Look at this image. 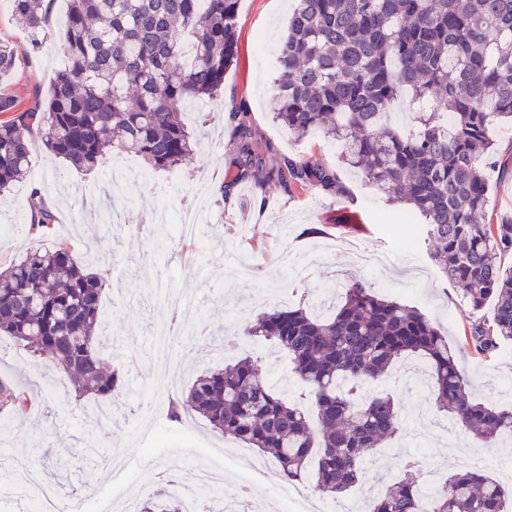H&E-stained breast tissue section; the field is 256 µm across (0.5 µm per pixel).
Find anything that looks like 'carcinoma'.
Segmentation results:
<instances>
[{
	"label": "carcinoma",
	"mask_w": 512,
	"mask_h": 512,
	"mask_svg": "<svg viewBox=\"0 0 512 512\" xmlns=\"http://www.w3.org/2000/svg\"><path fill=\"white\" fill-rule=\"evenodd\" d=\"M65 64L33 107L19 113L0 93V194L23 182L38 139L71 168L93 172L113 146L155 171L193 163L199 136L181 119L188 101L212 99L237 59L240 0H68ZM20 25L36 35L49 23L46 0H12ZM16 50L0 43V79ZM415 130L391 120L402 96ZM272 119L302 139L320 134L386 201L406 207L434 242L432 261L462 287L480 354L512 342V221H487L481 160L494 154V127L512 121V0H296L277 57ZM232 187L260 178L333 191L337 174L319 160L269 167L247 113L235 115ZM27 231L47 234L55 215L34 191ZM95 249L77 260L70 244L36 249L0 266V335L32 356L46 354L95 402L117 403L133 380L109 366L114 345L101 310L109 274L92 272ZM240 336L288 358L309 408L269 385L262 360L244 357L196 376L168 416L205 420L219 435L270 459L280 479L334 497L357 485L374 449L403 429L380 388L400 361L416 356L431 372L437 410L485 443L512 436V407L469 392L460 349L419 309L354 279L325 317L272 307ZM30 394L0 386V411L23 415ZM413 476L386 481L370 512H506L512 498L483 470L464 464L427 500ZM139 512H181L177 499L151 495Z\"/></svg>",
	"instance_id": "obj_1"
}]
</instances>
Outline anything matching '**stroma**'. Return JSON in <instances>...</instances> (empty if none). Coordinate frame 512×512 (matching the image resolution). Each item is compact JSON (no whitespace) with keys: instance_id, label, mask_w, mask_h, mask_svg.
<instances>
[{"instance_id":"35a3bbf8","label":"stroma","mask_w":512,"mask_h":512,"mask_svg":"<svg viewBox=\"0 0 512 512\" xmlns=\"http://www.w3.org/2000/svg\"><path fill=\"white\" fill-rule=\"evenodd\" d=\"M292 6L293 0H241L237 63L225 74L223 90L207 101L204 113H185L188 127L204 128L205 145L180 173L152 172L132 192L126 182L112 179L110 170L117 162L141 166V159L116 150L94 173L85 175L68 169L66 162L50 156L41 141H34L27 180L0 200V264L50 246V239L17 226L22 217L17 198L39 188L52 198L56 231L69 238L77 258L85 256V241L98 242L103 266L111 273L103 297L105 314L115 331L138 340L136 346L116 350L113 357L137 378L145 401L164 405L171 396L152 385L161 366L152 354L151 330L166 308V291L192 302L213 337L211 347L182 352L178 387L183 390L203 369L223 364L221 338L263 311L260 295L290 287L292 278L280 262L286 253L307 269L304 289L291 290L289 305L316 314L320 311L316 293L327 290L341 297L343 285L355 277L375 283L384 296L420 309L447 334L449 343L461 347V366L478 400L496 406L512 403V345H502L489 357L465 349L464 336L478 316L461 289L432 265L424 237L405 236L397 208L387 205L342 163L336 145L319 136L294 140L272 121L270 86ZM67 14V0H54L50 22L42 32L43 44L36 50L31 34L14 21L9 0H0V40L13 45L18 55L16 69L0 80V93L16 99L20 109L32 107L36 89H48L63 66ZM239 110L248 112L254 136L271 165L289 158L319 159L338 171L340 191H288L274 181H248L224 193L222 187L237 156L232 132ZM495 142L498 153L487 160L484 173L487 215L499 222L512 220V170L501 165L503 154L512 151V125L499 124ZM93 195L109 199L133 216L162 201L172 205L182 198L198 201L205 206L209 222L192 241L182 240L176 225L169 223L104 226L96 222L89 201ZM359 247L388 253L390 266L356 267L353 260ZM17 351L11 338L0 335V383L40 392L55 413L12 418L9 428H0V458L34 457L43 485H55L68 496L81 492L85 472L93 471L98 492L91 507L99 512L105 499L134 494L155 469L197 457L220 469L226 485L240 483L242 473L233 457L236 443L214 434L202 420L189 418L178 426L165 418L138 421L119 405L108 419L85 412L84 402L51 358L27 356L19 362ZM386 389L404 427L398 437L375 450L356 492L379 489L382 477L400 476L408 458L420 470L432 469L444 478L475 453L488 458L485 471L490 477L512 488V439L487 446L457 429L445 433L428 388L396 376ZM115 453L124 458L118 472L103 465Z\"/></svg>"}]
</instances>
